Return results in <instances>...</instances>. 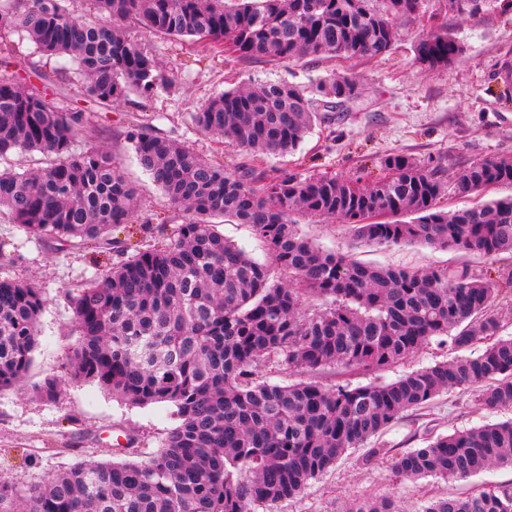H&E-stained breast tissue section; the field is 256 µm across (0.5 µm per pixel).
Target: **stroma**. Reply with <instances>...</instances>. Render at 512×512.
I'll return each instance as SVG.
<instances>
[{"label": "stroma", "instance_id": "1", "mask_svg": "<svg viewBox=\"0 0 512 512\" xmlns=\"http://www.w3.org/2000/svg\"><path fill=\"white\" fill-rule=\"evenodd\" d=\"M448 29L465 51L447 70L429 71L415 59L414 44L423 34ZM391 50L366 61L321 60L242 61L234 54L215 55L207 46L146 33L133 28L132 37L155 56L170 86L152 98L130 101L96 115L98 143L112 154L128 180L140 190L141 206L132 240L141 246L173 239L182 213L169 207L150 176L139 165L126 133L142 115L155 118L161 133L181 140L208 161L225 169L249 166V155L224 140L188 130L187 116L224 90L286 81L304 88L329 73H346L357 83L356 98L316 124L295 154L271 156L264 165L304 176L349 178L368 170L379 174V161L405 154L436 167L444 193L441 209L453 211L480 200L512 194L501 185L483 194L458 195L457 173L490 156H512V103L501 98L499 64L512 58V15L497 8L466 19L451 14L446 0H422L418 12L400 20ZM301 231L323 249L364 262L393 268L465 267L495 281L512 273V262L492 256L434 249L419 245L360 247L352 245L345 224L302 215ZM0 240L6 255L0 278L33 280L47 299L38 326L39 346L32 366L16 388L0 391V480L20 488L43 483L59 470L87 461L137 459L157 452L175 424L173 408L125 405L90 383L68 379V349L77 340L69 299L97 273L93 246H70L46 238L35 241L18 225L0 219ZM446 342H432L400 364L370 375L336 370L323 383L365 385L393 381L414 370L455 357ZM61 379L55 401L36 397L45 378ZM512 418V409L490 412L470 389H453L412 410L393 424L382 439L398 452L423 448L430 437ZM366 448H352L297 497L279 502L270 512H343L355 500L391 497L402 512H420L432 497L512 488V468L492 466L462 480L431 477L408 480L389 464H369Z\"/></svg>", "mask_w": 512, "mask_h": 512}]
</instances>
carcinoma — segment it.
<instances>
[{"label": "carcinoma", "mask_w": 512, "mask_h": 512, "mask_svg": "<svg viewBox=\"0 0 512 512\" xmlns=\"http://www.w3.org/2000/svg\"><path fill=\"white\" fill-rule=\"evenodd\" d=\"M0 0V161L11 152L53 157L46 167L0 168V215L34 240L112 250V229L136 223L139 190L96 144L92 115L65 103L72 74L100 110L167 85L154 58L129 36L149 33L227 50L242 60L305 56L371 59L390 51L397 20L421 0ZM499 0H448L472 17ZM27 37L57 59L37 84L18 75L4 39ZM465 52L446 30L416 41L417 61L447 69ZM356 82L330 74L308 92L283 81L224 91L189 113V128L244 148L256 163L295 152L320 108L355 97ZM88 132L75 149L79 130ZM127 139L169 205L182 211L175 238L134 254L120 250L71 296L78 339L69 380L95 383L137 407H175L161 448L138 460L87 461L26 489L0 482V512H253L304 492L351 448L379 438L405 412L455 388L476 386L489 409L512 407V337H501L498 289L466 269L413 271L364 263L315 245L289 219L297 211L350 226L364 246L417 244L512 257V196L444 212L435 169L405 154L381 160L375 181L303 177L255 167L227 171L177 139L135 125ZM512 185V157L479 160L457 176L467 196ZM412 215L406 222L402 215ZM246 224L269 265L224 238ZM46 299L37 282L0 280V391L29 371ZM446 336L454 348L483 343L394 381L352 387L316 377L336 368L377 372ZM277 361L309 375L270 383ZM381 443L367 460L407 479L467 478L512 467V421L438 435L396 456ZM345 512H401L389 497ZM421 512H512V489L431 500Z\"/></svg>", "instance_id": "1"}]
</instances>
